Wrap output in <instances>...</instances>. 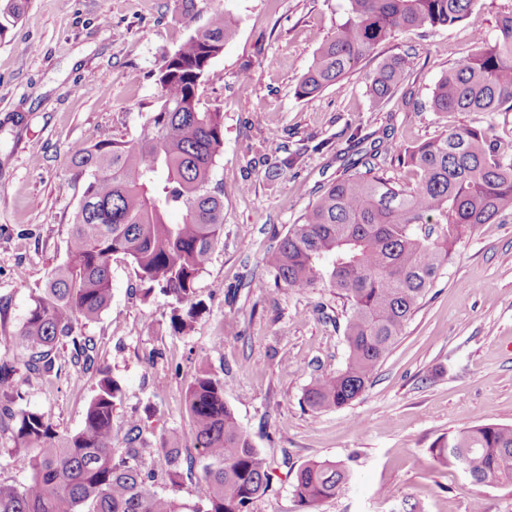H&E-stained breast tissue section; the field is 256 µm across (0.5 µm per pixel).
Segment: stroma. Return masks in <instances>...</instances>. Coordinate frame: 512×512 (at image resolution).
Returning <instances> with one entry per match:
<instances>
[{
	"instance_id": "obj_1",
	"label": "stroma",
	"mask_w": 512,
	"mask_h": 512,
	"mask_svg": "<svg viewBox=\"0 0 512 512\" xmlns=\"http://www.w3.org/2000/svg\"><path fill=\"white\" fill-rule=\"evenodd\" d=\"M222 7L236 31L199 89L202 108L224 114V150L214 178L224 188V231L195 289L204 309L191 331L173 334L161 294L145 296L134 265L112 258V298L81 325L121 387L114 422L152 407L149 439L177 434L182 480L159 492L199 500L190 468L195 437L186 408L194 362L209 356L224 399L270 463V488L249 512H308L294 497L298 466L345 463L353 482L320 512H512L511 486L471 488L459 469L430 454L455 431L512 426V218L481 224L457 245L422 307L345 408L313 413L303 394L319 374L344 366L349 306L328 288L306 294L275 286L263 265L274 231H286L351 156V134H388L383 173L402 186L416 174L399 153L454 128L490 127L512 156V112H436L439 77L471 57L467 24L397 32L361 60L341 88L299 99L294 89L345 16L346 0H27L0 38V338L17 335L63 261L85 179L71 164L103 140L136 138L159 104L165 52ZM395 54L410 63L408 94L374 104L366 79ZM297 164L266 168L289 152ZM95 371L66 367L57 379L29 377L22 408L79 431Z\"/></svg>"
}]
</instances>
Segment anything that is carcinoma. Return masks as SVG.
<instances>
[{
  "mask_svg": "<svg viewBox=\"0 0 512 512\" xmlns=\"http://www.w3.org/2000/svg\"><path fill=\"white\" fill-rule=\"evenodd\" d=\"M25 0L0 6V38L24 10ZM466 22L480 31L478 0H348L336 26L295 87L298 99L340 88L357 63L398 31ZM235 24L214 8L205 24L166 54L158 68L159 108L139 136L97 143L78 151L73 166L86 176L69 232L66 258L51 267L42 292L18 335L0 354V427L11 431L15 457L32 471L27 484L0 482V512H247L270 484L268 464L224 400V378L207 358L197 362L186 395L199 479L197 502L156 490L142 417L124 424L121 447L113 420L120 386L97 359L79 325L109 308L112 256L121 254L154 291L170 300V327L191 328L201 303L195 281L224 229V190L214 169L224 148V113L200 107L198 90ZM403 56L383 60L368 77L375 104L400 91L408 77ZM436 112L512 110V12L498 22L493 40L477 36V49L437 80ZM357 158L334 182L319 187L310 208L264 256L275 285L305 293L332 288L350 305L344 330L345 367L319 375L303 395L315 413L335 411L366 390L378 366L401 338L412 315L450 261L459 239L479 224L512 214V158L498 153L489 129L462 127L409 149L403 161L419 173L409 189L380 174L388 147L353 134ZM182 212L171 224L167 214ZM444 218L439 233L423 230ZM70 362L99 375L82 429L59 433L50 417L18 407L26 377H59L61 351ZM153 452L166 462L171 485L182 475L178 441L162 436ZM441 464L469 471V484L512 486V426L488 423L461 429L430 448ZM351 473L340 462L301 464L293 493L317 512L346 491Z\"/></svg>",
  "mask_w": 512,
  "mask_h": 512,
  "instance_id": "1",
  "label": "carcinoma"
}]
</instances>
